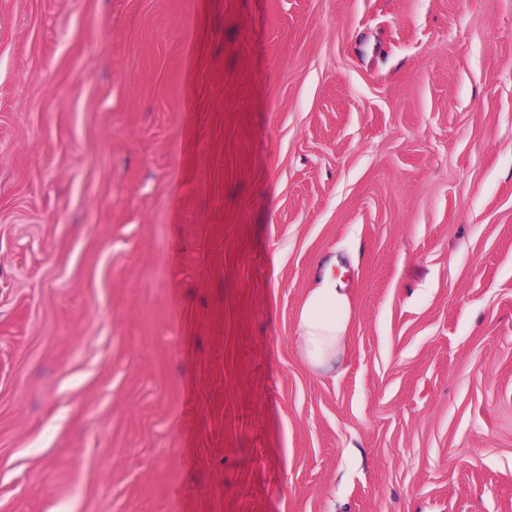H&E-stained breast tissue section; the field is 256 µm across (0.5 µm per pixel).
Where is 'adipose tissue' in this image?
Returning <instances> with one entry per match:
<instances>
[{
    "mask_svg": "<svg viewBox=\"0 0 512 512\" xmlns=\"http://www.w3.org/2000/svg\"><path fill=\"white\" fill-rule=\"evenodd\" d=\"M351 317V303L343 283L329 270L315 276L295 321V343L311 370L335 371Z\"/></svg>",
    "mask_w": 512,
    "mask_h": 512,
    "instance_id": "obj_1",
    "label": "adipose tissue"
}]
</instances>
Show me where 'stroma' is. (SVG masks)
<instances>
[{
  "mask_svg": "<svg viewBox=\"0 0 512 512\" xmlns=\"http://www.w3.org/2000/svg\"><path fill=\"white\" fill-rule=\"evenodd\" d=\"M0 512H512V0H0ZM352 308L346 288L331 268L316 275L295 321V343L316 373L336 370L341 361Z\"/></svg>",
  "mask_w": 512,
  "mask_h": 512,
  "instance_id": "1",
  "label": "stroma"
}]
</instances>
